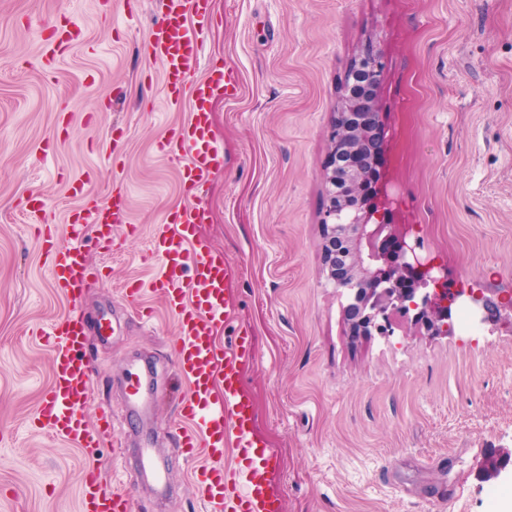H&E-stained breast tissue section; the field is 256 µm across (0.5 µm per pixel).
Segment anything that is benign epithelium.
<instances>
[{"label":"benign epithelium","mask_w":512,"mask_h":512,"mask_svg":"<svg viewBox=\"0 0 512 512\" xmlns=\"http://www.w3.org/2000/svg\"><path fill=\"white\" fill-rule=\"evenodd\" d=\"M382 69L378 50L368 48L350 66L353 73H366L367 80L346 81L338 97L323 174L327 269L332 273L342 262L361 284L345 307L351 325L386 331L398 311L432 335H449L457 304L467 306L482 322L492 305L471 288H448L447 275H434V266L416 252L418 241L410 238L409 229L395 232L389 223V193L381 176H373V164L387 144L378 99Z\"/></svg>","instance_id":"benign-epithelium-1"}]
</instances>
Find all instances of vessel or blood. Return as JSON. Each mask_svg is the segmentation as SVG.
I'll list each match as a JSON object with an SVG mask.
<instances>
[{"mask_svg":"<svg viewBox=\"0 0 512 512\" xmlns=\"http://www.w3.org/2000/svg\"><path fill=\"white\" fill-rule=\"evenodd\" d=\"M209 0H161L162 23L153 27L143 42L147 57L164 65L165 99L169 105H187L188 114L172 136L159 142L157 150L178 159L184 190L205 184L222 167L224 154L210 136V98L215 85L234 93L212 73L194 79L202 49L201 25L210 23ZM196 25H188L187 17ZM123 193H115L111 205L87 202L73 214L68 242H58L54 232L43 236L55 288L66 298L77 300L87 275L84 229L93 224L109 225L112 210L125 208ZM203 214L196 207H180L171 220L156 225L152 245L161 261L158 275L144 280H128L124 299L143 305L148 292L157 293L177 323L174 350L178 371L189 382L181 400L186 421L179 434V446L186 457L205 454L208 459L194 482L197 498L213 506L214 512H285L282 496L273 494L269 475L276 460L273 449L254 437V406L242 391V377L256 364L248 330H239L234 341L217 348L214 335L228 322V268L222 255L193 234ZM53 355V378L35 413L40 427L75 444L86 455L97 446L89 429L84 407L91 371L82 350L86 325L80 317L65 316L54 321L46 332ZM222 380L223 397L212 395L215 380ZM127 395L133 409L150 406L154 395L143 379L129 380ZM235 461H228V453ZM136 465L142 478L151 481L157 492L169 490L164 468L153 449H139ZM124 492L106 491L95 470L82 477L81 512H127Z\"/></svg>","mask_w":512,"mask_h":512,"instance_id":"obj_1","label":"vessel or blood"}]
</instances>
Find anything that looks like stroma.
I'll return each instance as SVG.
<instances>
[{"mask_svg":"<svg viewBox=\"0 0 512 512\" xmlns=\"http://www.w3.org/2000/svg\"><path fill=\"white\" fill-rule=\"evenodd\" d=\"M196 77L217 68L238 86L210 100L224 165L193 193L158 142L186 117L169 107L161 62L141 52L161 22L157 0H0V512H80L92 459L33 426L53 375L44 332L76 313L88 326L92 369L85 405L127 419L128 369L145 359L157 402L146 431L167 463L169 496L138 482L133 438L105 432L104 484L121 471L129 512H204L194 462L176 443L187 389L175 322L148 294L141 321L121 290L151 278L156 224L175 208H203L196 234L224 255L233 326L252 336L255 367L242 388L254 429L277 454L271 487L287 512H512L488 505L490 455L512 453V0H209ZM75 39L48 51V30ZM375 41L378 98L388 131L381 170L422 253L453 288H475L495 308L477 334L352 335L345 298L322 257L323 170L348 66ZM127 211L87 252L77 301L53 286L45 226L67 241L81 200L70 183ZM47 206L27 215L22 200Z\"/></svg>","mask_w":512,"mask_h":512,"instance_id":"1","label":"stroma"}]
</instances>
